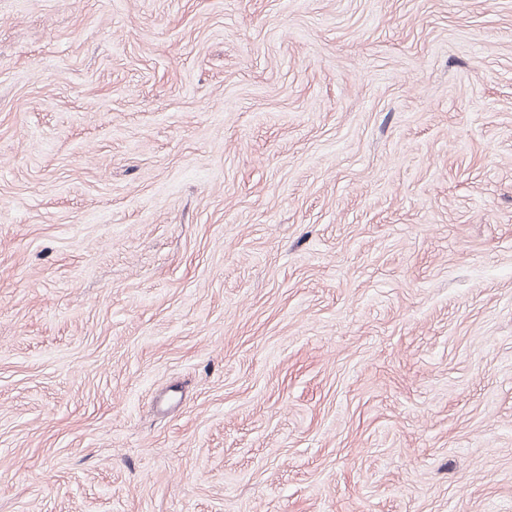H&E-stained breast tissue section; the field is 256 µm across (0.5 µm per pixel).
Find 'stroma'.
<instances>
[{
	"mask_svg": "<svg viewBox=\"0 0 512 512\" xmlns=\"http://www.w3.org/2000/svg\"><path fill=\"white\" fill-rule=\"evenodd\" d=\"M0 512H512V0H0Z\"/></svg>",
	"mask_w": 512,
	"mask_h": 512,
	"instance_id": "stroma-1",
	"label": "stroma"
}]
</instances>
